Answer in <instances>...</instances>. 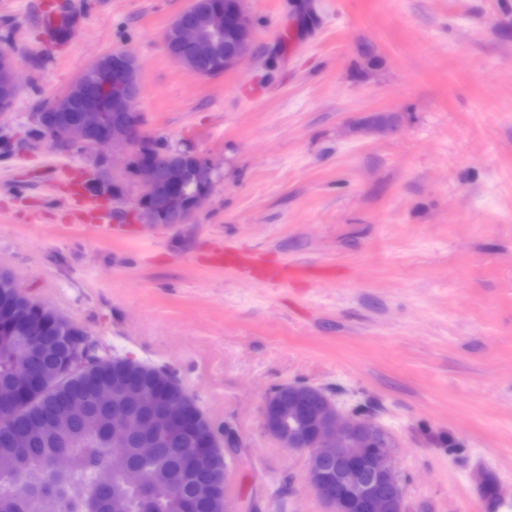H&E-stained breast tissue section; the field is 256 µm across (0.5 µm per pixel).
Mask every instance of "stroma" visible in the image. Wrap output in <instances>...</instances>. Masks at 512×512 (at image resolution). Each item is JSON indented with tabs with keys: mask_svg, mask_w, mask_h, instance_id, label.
Masks as SVG:
<instances>
[{
	"mask_svg": "<svg viewBox=\"0 0 512 512\" xmlns=\"http://www.w3.org/2000/svg\"><path fill=\"white\" fill-rule=\"evenodd\" d=\"M42 0H0L21 87L0 114V270L113 351L172 369L245 454L250 512H325L265 394L322 388L393 438L405 512L512 498V0H247L254 41L203 78L163 36L188 0H69L47 55ZM140 65L144 136L220 165L192 223L147 225L131 176L109 239L72 223L80 170L112 153L33 138L34 112L96 57ZM330 271L267 288L201 258L216 242Z\"/></svg>",
	"mask_w": 512,
	"mask_h": 512,
	"instance_id": "35a3bbf8",
	"label": "stroma"
}]
</instances>
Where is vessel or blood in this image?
Returning a JSON list of instances; mask_svg holds the SVG:
<instances>
[{
    "instance_id": "obj_1",
    "label": "vessel or blood",
    "mask_w": 512,
    "mask_h": 512,
    "mask_svg": "<svg viewBox=\"0 0 512 512\" xmlns=\"http://www.w3.org/2000/svg\"><path fill=\"white\" fill-rule=\"evenodd\" d=\"M42 22L49 33L66 28L68 15L61 0H47ZM66 192L77 206L75 218L78 223L92 224L104 233H111V203L87 194L83 180L78 177L69 181ZM204 261L212 268L233 271L244 281L269 287H285L315 274L314 268L304 263L273 262L259 252L221 243L209 250Z\"/></svg>"
}]
</instances>
